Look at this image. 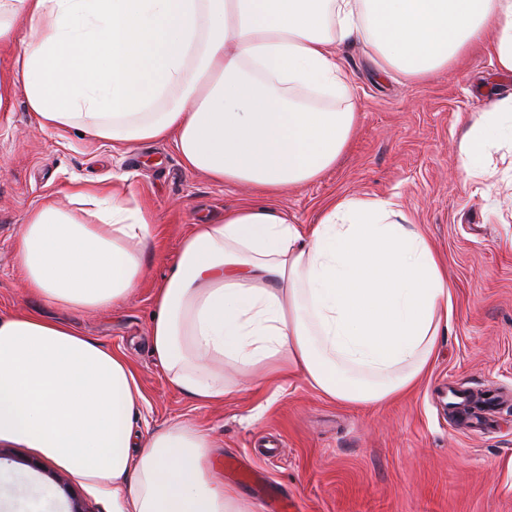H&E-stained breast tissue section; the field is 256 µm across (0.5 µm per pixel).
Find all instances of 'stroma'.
<instances>
[{"label": "stroma", "mask_w": 512, "mask_h": 512, "mask_svg": "<svg viewBox=\"0 0 512 512\" xmlns=\"http://www.w3.org/2000/svg\"><path fill=\"white\" fill-rule=\"evenodd\" d=\"M357 120L348 146L317 180L278 195L296 224L330 199L385 198L426 233L453 289V319L430 373L382 404H346L289 376L276 391L242 389L219 405L171 387L150 352L151 294L165 257L192 225L258 199L237 184L187 171L166 142L121 151L77 130L40 128L22 86L0 107V311L31 307L16 244L26 213L45 198L69 206L74 183L111 188L155 218L135 296L109 311L70 315L85 335L125 353L143 395L140 432L175 420L212 440L211 461L240 458L264 473L293 512H512V142L487 151L486 181L460 167L466 128L512 95L483 44L423 81L383 70L363 45L341 48ZM277 440L269 463L258 446ZM112 512L111 496L51 467L27 448L0 450V512Z\"/></svg>", "instance_id": "stroma-1"}]
</instances>
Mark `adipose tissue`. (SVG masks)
Here are the masks:
<instances>
[{
  "mask_svg": "<svg viewBox=\"0 0 512 512\" xmlns=\"http://www.w3.org/2000/svg\"><path fill=\"white\" fill-rule=\"evenodd\" d=\"M512 73V0H0L13 47L0 99L22 84L43 128L128 146L173 143L184 167L267 198L318 179L356 122L340 47L363 43L385 68L423 80L487 29ZM308 91L325 107L298 100ZM512 97L460 143L467 176L512 139ZM72 212L26 215L17 245L27 294L68 312L108 310L139 286L155 226L118 192L75 187ZM395 203L342 196L301 228L244 203L196 224L154 290L149 338L169 383L204 404L302 376L342 403L377 404L429 370L453 314L441 261ZM124 355L39 308L0 313V445L110 495L112 512H252L212 480L208 436L176 422L141 433Z\"/></svg>",
  "mask_w": 512,
  "mask_h": 512,
  "instance_id": "obj_1",
  "label": "adipose tissue"
}]
</instances>
